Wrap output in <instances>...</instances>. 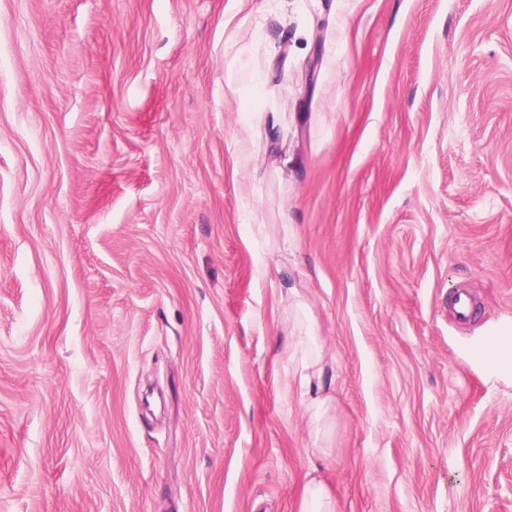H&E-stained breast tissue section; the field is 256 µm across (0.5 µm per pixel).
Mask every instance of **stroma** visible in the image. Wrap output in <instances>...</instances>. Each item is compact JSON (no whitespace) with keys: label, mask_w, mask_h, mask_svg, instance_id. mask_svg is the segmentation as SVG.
Listing matches in <instances>:
<instances>
[{"label":"stroma","mask_w":512,"mask_h":512,"mask_svg":"<svg viewBox=\"0 0 512 512\" xmlns=\"http://www.w3.org/2000/svg\"><path fill=\"white\" fill-rule=\"evenodd\" d=\"M511 333L512 0H0V512H512ZM478 356L491 375L505 369L512 371V336L488 339ZM300 512H334L332 494L321 479H310L303 491Z\"/></svg>","instance_id":"1"}]
</instances>
